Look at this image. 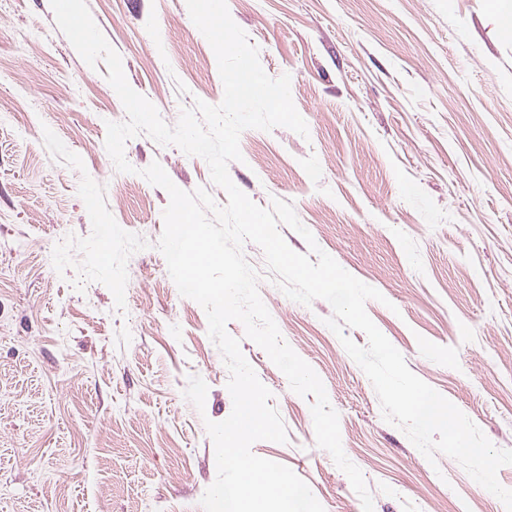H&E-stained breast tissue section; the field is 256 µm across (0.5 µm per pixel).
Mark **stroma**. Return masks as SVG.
<instances>
[{
	"mask_svg": "<svg viewBox=\"0 0 512 512\" xmlns=\"http://www.w3.org/2000/svg\"><path fill=\"white\" fill-rule=\"evenodd\" d=\"M130 86L168 125L219 105L215 54L186 0H86ZM271 78L291 77L309 134L244 130L233 183L292 203L319 247L376 288L366 311L421 380L512 449V0H227ZM56 25L50 0H0V512H204L217 476L206 421L232 411L205 310L157 243L168 193L225 191L207 162L141 134L116 170L107 122L127 113ZM243 254L283 339L322 380L374 512H506L453 458L428 462L387 423L325 321ZM228 333L271 391L287 443H253L324 512H363L316 443L312 397ZM208 386L204 410L183 395Z\"/></svg>",
	"mask_w": 512,
	"mask_h": 512,
	"instance_id": "stroma-1",
	"label": "stroma"
}]
</instances>
